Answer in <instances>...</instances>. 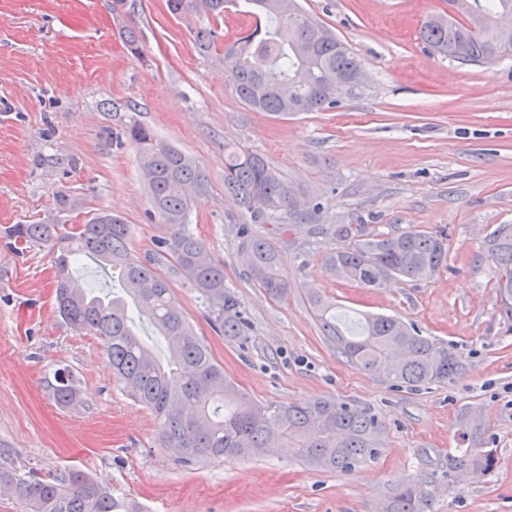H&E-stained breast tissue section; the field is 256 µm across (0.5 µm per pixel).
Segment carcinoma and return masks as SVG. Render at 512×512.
Here are the masks:
<instances>
[{
    "mask_svg": "<svg viewBox=\"0 0 512 512\" xmlns=\"http://www.w3.org/2000/svg\"><path fill=\"white\" fill-rule=\"evenodd\" d=\"M238 0H167L171 14L219 17ZM448 0V11L427 16L420 38L437 52L462 63H490L512 56L496 21L512 13V0ZM255 18L252 31L224 46V66L240 101L257 112L286 117L299 112H321L336 106L339 97L328 90L331 76L346 78L363 63L326 27L297 9L301 24L281 18L271 0H244ZM216 33L199 28L194 40L208 52ZM268 60L257 69L251 57ZM125 138L139 151L154 214L168 226L169 237L141 256L129 247L130 226L110 213L107 223L94 216L70 228L58 224H15L10 237L25 243H51L56 256L58 312L75 331L101 338L112 373L134 401L154 416L165 447L183 465L201 460L230 459L266 453V449L293 442L306 465L321 471H352L380 453L382 429L378 416L366 407L322 400L310 405L263 403L241 390L224 375L207 344L197 336L171 297L172 277L185 280L205 300L209 321L226 337L244 335L238 298L224 285V266L215 262L205 243L187 227L195 196L208 185L204 172L191 157L158 139L147 127L132 123ZM224 190L263 224L280 213L293 219L319 209L301 208L294 192L259 155L232 150L224 168ZM336 236L349 239L332 251L326 269L336 278L360 288H382L392 279L424 281L433 278L448 261V248L436 234L409 228L400 233H365L349 224L336 225ZM239 250L258 287L274 299L288 296L291 283L282 272L283 259L268 239L243 224L238 229ZM488 253L498 269L495 291L512 334V224H500L488 238ZM98 261L101 268L119 271L122 294L101 295L81 288L72 272L80 256ZM315 317L326 336L360 369L381 376L397 387L415 390L431 383L445 384L461 368L448 345L423 336L397 317L365 315L348 326L332 306L310 298ZM150 326L164 344L163 353L141 337L138 325ZM53 401L73 405L80 388L70 369L57 368L46 380ZM462 441L468 448L453 459L460 471H492L491 452L474 451L480 444L483 421L476 412L460 415ZM10 487L26 512H141L138 503L118 498L84 469L64 466L42 475L0 465V485ZM432 492L410 483L395 489L387 512H428Z\"/></svg>",
    "mask_w": 512,
    "mask_h": 512,
    "instance_id": "cac0c4a2",
    "label": "carcinoma"
}]
</instances>
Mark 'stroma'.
I'll return each instance as SVG.
<instances>
[{
	"label": "stroma",
	"instance_id": "stroma-1",
	"mask_svg": "<svg viewBox=\"0 0 512 512\" xmlns=\"http://www.w3.org/2000/svg\"><path fill=\"white\" fill-rule=\"evenodd\" d=\"M368 70L369 95L322 112L276 118L235 95L224 46L252 24L172 15L166 0H0V461L45 473L78 465L142 512H380L393 489L432 491L431 512H512V335L494 291L490 232L512 224V57L462 64L427 46L420 27L446 0H299ZM137 28L139 54L120 37ZM217 33L200 53L193 30ZM192 157L208 179L188 227L224 265L241 302L244 336L219 335L184 280L172 295L225 373L255 399H335L382 422L381 453L352 471L305 466L297 449L178 463L149 410L112 374L103 341L76 332L55 303L54 251L6 234L14 224H80L100 212L131 226L150 252L168 228L154 216L129 121ZM263 156L310 220L275 216L252 226L281 251L291 288L274 300L239 253L249 222L224 194L227 149ZM408 227L447 236L448 262L432 280L371 291L329 275L336 225ZM339 315H397L448 342L463 368L450 382L396 389L358 369L326 336L310 295ZM81 381L80 404L61 408L44 381L58 366ZM482 415L481 450L494 470L465 482L452 467L459 417Z\"/></svg>",
	"mask_w": 512,
	"mask_h": 512
}]
</instances>
